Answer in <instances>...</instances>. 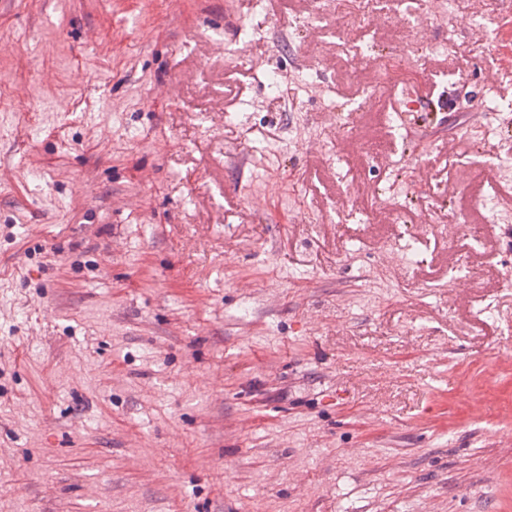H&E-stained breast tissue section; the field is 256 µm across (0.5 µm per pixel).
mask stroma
Listing matches in <instances>:
<instances>
[{
  "label": "stroma",
  "mask_w": 512,
  "mask_h": 512,
  "mask_svg": "<svg viewBox=\"0 0 512 512\" xmlns=\"http://www.w3.org/2000/svg\"><path fill=\"white\" fill-rule=\"evenodd\" d=\"M323 7L0 0V512H512V0ZM327 13L335 16L337 21L347 20L350 17L358 18L364 16L371 5L377 1L373 0H327L324 1Z\"/></svg>",
  "instance_id": "obj_1"
}]
</instances>
